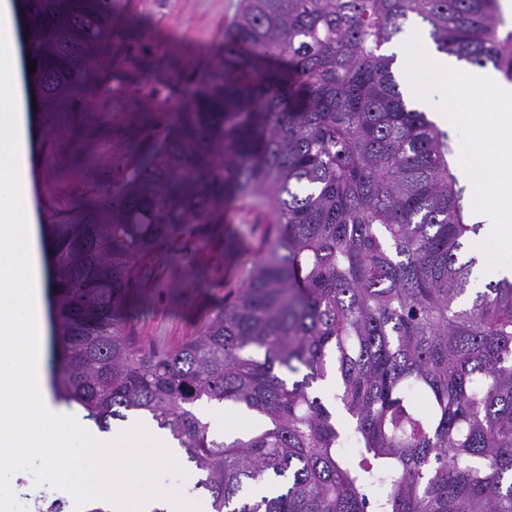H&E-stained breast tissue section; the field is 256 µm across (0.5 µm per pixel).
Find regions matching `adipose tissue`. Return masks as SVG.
Here are the masks:
<instances>
[{
	"label": "adipose tissue",
	"mask_w": 512,
	"mask_h": 512,
	"mask_svg": "<svg viewBox=\"0 0 512 512\" xmlns=\"http://www.w3.org/2000/svg\"><path fill=\"white\" fill-rule=\"evenodd\" d=\"M19 13L17 0H0V373L20 370L9 392L0 391V461L13 463L10 450L16 443L60 435L88 445L87 468L96 479L110 440L91 433L90 420L54 404L43 367L47 283L30 191V128L16 90ZM142 468L132 451L113 464L110 478L126 487L113 500V512H201L196 499L140 490Z\"/></svg>",
	"instance_id": "ef3b65f1"
}]
</instances>
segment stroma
I'll return each instance as SVG.
<instances>
[{
    "instance_id": "obj_1",
    "label": "stroma",
    "mask_w": 512,
    "mask_h": 512,
    "mask_svg": "<svg viewBox=\"0 0 512 512\" xmlns=\"http://www.w3.org/2000/svg\"><path fill=\"white\" fill-rule=\"evenodd\" d=\"M241 0H112V33L93 56L84 93L36 114L30 169L40 223L69 221L80 200L105 198L127 181L136 148H150L186 108L206 66L219 53ZM270 206L246 197L216 223L178 238L158 254L139 259L135 291L143 299L127 330L144 347L172 348L198 335L241 287L266 247ZM144 425L130 444L111 447L104 466L136 448L145 466L140 487L166 486L203 499L189 475L194 468L158 462L152 421L144 415L114 421ZM20 468H0V512H35L29 498L70 502L75 486L48 457L19 449Z\"/></svg>"
}]
</instances>
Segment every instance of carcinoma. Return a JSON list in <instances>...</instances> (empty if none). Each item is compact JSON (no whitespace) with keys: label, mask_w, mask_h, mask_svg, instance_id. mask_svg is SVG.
<instances>
[{"label":"carcinoma","mask_w":512,"mask_h":512,"mask_svg":"<svg viewBox=\"0 0 512 512\" xmlns=\"http://www.w3.org/2000/svg\"><path fill=\"white\" fill-rule=\"evenodd\" d=\"M45 111L83 94L112 0H23ZM497 0H243L190 107L129 182L49 225L58 404L102 429L145 414L211 512H512V280L467 295L447 135L405 100L387 47L415 16L436 49L512 80ZM275 214L243 285L168 350L128 336L137 261L244 195ZM335 376L359 445L314 383ZM417 393L425 406L410 400ZM266 423L219 439L192 410Z\"/></svg>","instance_id":"obj_1"}]
</instances>
